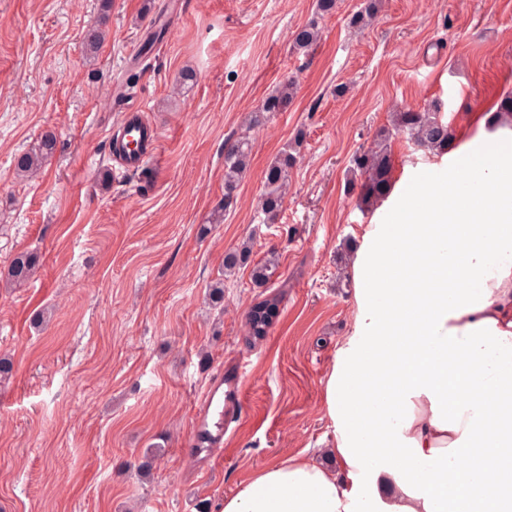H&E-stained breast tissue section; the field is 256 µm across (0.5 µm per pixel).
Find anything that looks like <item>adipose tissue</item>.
I'll return each mask as SVG.
<instances>
[{
	"label": "adipose tissue",
	"mask_w": 512,
	"mask_h": 512,
	"mask_svg": "<svg viewBox=\"0 0 512 512\" xmlns=\"http://www.w3.org/2000/svg\"><path fill=\"white\" fill-rule=\"evenodd\" d=\"M458 139L353 252L328 447L258 469L219 512H512V125L488 114ZM411 246L435 277L401 264Z\"/></svg>",
	"instance_id": "1"
}]
</instances>
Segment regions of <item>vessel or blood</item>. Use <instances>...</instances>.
<instances>
[{"label": "vessel or blood", "instance_id": "obj_1", "mask_svg": "<svg viewBox=\"0 0 512 512\" xmlns=\"http://www.w3.org/2000/svg\"><path fill=\"white\" fill-rule=\"evenodd\" d=\"M124 134L122 145L112 157L126 172L149 167L157 158L160 147V129L148 122L139 108H127L122 115ZM230 420L224 415V378L216 376L209 390L199 399L195 412L193 444L208 441L215 448L224 445V430Z\"/></svg>", "mask_w": 512, "mask_h": 512}]
</instances>
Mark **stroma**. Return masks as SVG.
Returning a JSON list of instances; mask_svg holds the SVG:
<instances>
[{"instance_id":"stroma-1","label":"stroma","mask_w":512,"mask_h":512,"mask_svg":"<svg viewBox=\"0 0 512 512\" xmlns=\"http://www.w3.org/2000/svg\"><path fill=\"white\" fill-rule=\"evenodd\" d=\"M0 0V512H197L258 468L314 455L332 433L323 385L352 325L347 240L379 223L345 173L380 129L392 181L447 168V155L392 132V114L439 102L453 132L512 94V0ZM317 21L303 50L298 29ZM106 22L95 57L86 32ZM295 94L251 133L250 164L224 206V150L285 80ZM161 128V164L111 173L127 105ZM53 133L41 175L15 159ZM303 143L276 223L258 218L264 172ZM251 240L252 261L279 257L288 288L261 342L245 314L260 293L250 267L224 255ZM35 250L22 288L5 273ZM224 282V303L209 304ZM209 354L202 367L200 354ZM240 373L239 421L224 453L189 447L195 406L217 372ZM157 458L150 476L138 462ZM41 264L37 251H23L14 256L7 269V280L15 288H22L31 280Z\"/></svg>"}]
</instances>
